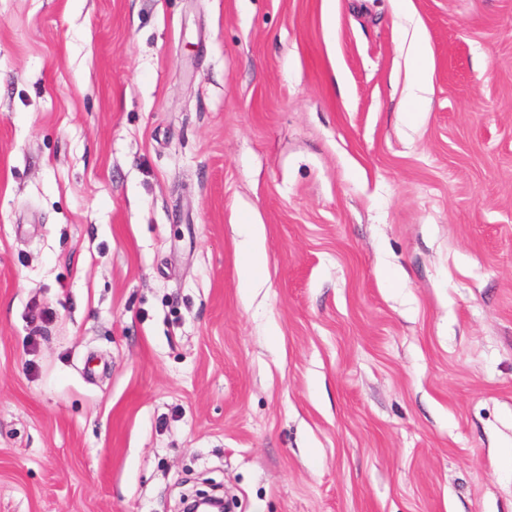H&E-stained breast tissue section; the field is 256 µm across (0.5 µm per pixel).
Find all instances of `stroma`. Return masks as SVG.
I'll list each match as a JSON object with an SVG mask.
<instances>
[{
  "label": "stroma",
  "mask_w": 512,
  "mask_h": 512,
  "mask_svg": "<svg viewBox=\"0 0 512 512\" xmlns=\"http://www.w3.org/2000/svg\"><path fill=\"white\" fill-rule=\"evenodd\" d=\"M335 4L0 0V512H512V0ZM412 57V66L409 73L410 93L403 112L416 115L424 112L426 104L425 94L432 82V61L427 53V44L423 31L418 23H415L409 45ZM243 223L240 224L242 264L239 269V279L241 288L248 292L254 288H261L264 284L266 253L263 224H256L250 218L245 219Z\"/></svg>",
  "instance_id": "stroma-1"
}]
</instances>
